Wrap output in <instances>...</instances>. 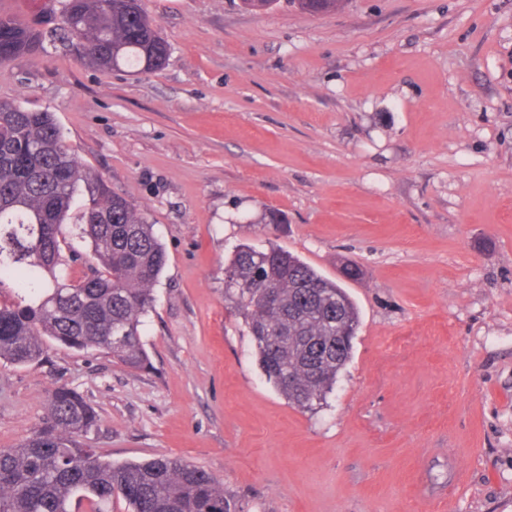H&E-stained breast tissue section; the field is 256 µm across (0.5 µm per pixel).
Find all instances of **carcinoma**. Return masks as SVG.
<instances>
[{"mask_svg":"<svg viewBox=\"0 0 512 512\" xmlns=\"http://www.w3.org/2000/svg\"><path fill=\"white\" fill-rule=\"evenodd\" d=\"M342 0H295L310 14ZM62 44L97 68L158 69L169 54L141 0H63L46 31L0 17V63ZM167 261L153 225L71 156L54 114L0 101V361L27 366L49 342L148 365L140 326ZM224 299L243 316L258 364L288 404L314 410L352 358L359 311L298 257L243 245ZM9 297H4L6 281ZM75 390L54 389L41 425L0 448V512H231L207 471L160 456L114 463L80 437L97 426Z\"/></svg>","mask_w":512,"mask_h":512,"instance_id":"carcinoma-1","label":"carcinoma"}]
</instances>
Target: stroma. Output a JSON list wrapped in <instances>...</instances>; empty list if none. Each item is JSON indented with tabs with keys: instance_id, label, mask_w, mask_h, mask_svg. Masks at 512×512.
Listing matches in <instances>:
<instances>
[{
	"instance_id": "35a3bbf8",
	"label": "stroma",
	"mask_w": 512,
	"mask_h": 512,
	"mask_svg": "<svg viewBox=\"0 0 512 512\" xmlns=\"http://www.w3.org/2000/svg\"><path fill=\"white\" fill-rule=\"evenodd\" d=\"M143 6L162 68L26 54L0 64V101L54 113L153 224L151 366L58 346L0 363V448L66 386L102 459H181L236 512H512V0ZM242 244L297 255L360 310L316 410L267 381L224 299Z\"/></svg>"
}]
</instances>
